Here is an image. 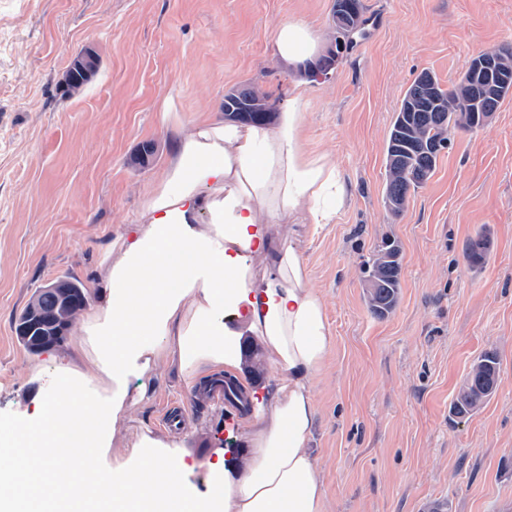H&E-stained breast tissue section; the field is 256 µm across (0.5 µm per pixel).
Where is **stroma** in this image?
I'll return each instance as SVG.
<instances>
[{"label":"stroma","instance_id":"35a3bbf8","mask_svg":"<svg viewBox=\"0 0 512 512\" xmlns=\"http://www.w3.org/2000/svg\"><path fill=\"white\" fill-rule=\"evenodd\" d=\"M369 36L340 52L331 78L307 80V134L353 188L337 223L306 234L311 284L335 345L313 380L312 449L326 512H512V96L486 127L456 130L400 216L384 207L385 140L410 83L458 81L489 48L512 50V0H362ZM333 0H0V428L43 402L45 378L14 321L35 290L68 277L89 284L106 246L134 223L166 168L180 119L251 85L284 103L296 77L275 55V27L313 23L329 38ZM99 65L67 91L70 63ZM154 146L148 164L137 160ZM486 234L478 265L466 245ZM402 251L396 309H368L364 268L383 242ZM241 377L259 389L276 372L239 320ZM495 349L501 378L475 414L451 405L473 361ZM151 401L132 407L115 442L148 428L180 436L207 492L214 449L240 445L238 405L190 395L174 367L143 377Z\"/></svg>","mask_w":512,"mask_h":512}]
</instances>
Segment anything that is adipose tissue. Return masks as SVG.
<instances>
[{"instance_id": "ef3b65f1", "label": "adipose tissue", "mask_w": 512, "mask_h": 512, "mask_svg": "<svg viewBox=\"0 0 512 512\" xmlns=\"http://www.w3.org/2000/svg\"><path fill=\"white\" fill-rule=\"evenodd\" d=\"M276 55L293 68L323 50L305 20L275 29ZM309 98L295 88L275 122L235 124L215 115L183 130L174 99L162 107L174 154L140 219L105 249L68 355L52 365L50 397L0 431V512H325L311 443L312 380L335 338L312 287L296 225L336 223L351 198L336 165L312 149ZM278 224L289 225L275 235ZM244 323L278 377L248 393L244 465L225 478L223 450L201 493L185 474L183 439L142 429L114 447L117 423L150 399L132 377L175 366L197 390L240 367L224 319Z\"/></svg>"}]
</instances>
